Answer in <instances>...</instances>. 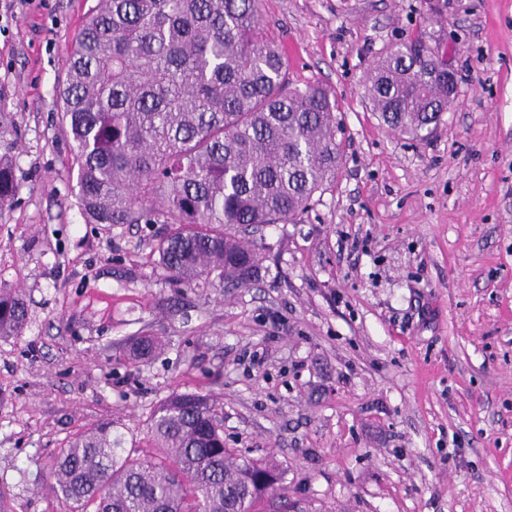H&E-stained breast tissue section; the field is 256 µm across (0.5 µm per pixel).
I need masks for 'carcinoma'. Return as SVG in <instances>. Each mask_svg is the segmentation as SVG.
Returning <instances> with one entry per match:
<instances>
[{
    "label": "carcinoma",
    "instance_id": "carcinoma-1",
    "mask_svg": "<svg viewBox=\"0 0 512 512\" xmlns=\"http://www.w3.org/2000/svg\"><path fill=\"white\" fill-rule=\"evenodd\" d=\"M262 0H96L74 39L60 90L77 199L89 224H165L157 265L190 287L256 279L264 247L230 227L296 223L336 179V99L292 88L283 48L264 33ZM365 95L413 137L448 111V78L417 37L384 54ZM16 193L0 159V207ZM27 309L0 288V338ZM140 336L131 359L158 349ZM219 403L174 393L153 411L144 448L102 423L61 449L50 488L68 512H257L279 469L224 447Z\"/></svg>",
    "mask_w": 512,
    "mask_h": 512
}]
</instances>
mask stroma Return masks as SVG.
<instances>
[{"label": "stroma", "mask_w": 512, "mask_h": 512, "mask_svg": "<svg viewBox=\"0 0 512 512\" xmlns=\"http://www.w3.org/2000/svg\"><path fill=\"white\" fill-rule=\"evenodd\" d=\"M94 0H0V512H67L50 466L111 423L146 446L173 392L210 394L224 445L283 473L262 512H512V0H263L292 86L336 96L344 155L243 288L167 278L162 224L86 223L59 85ZM423 37L459 91L431 134L386 126L375 62ZM165 347L129 361L132 339ZM16 193L15 176L12 165L0 158V207L12 202ZM27 309L20 294L11 288H0V338L18 337L26 325Z\"/></svg>", "instance_id": "1"}]
</instances>
